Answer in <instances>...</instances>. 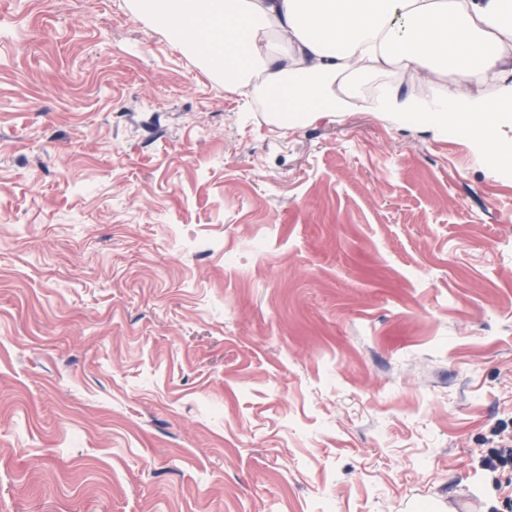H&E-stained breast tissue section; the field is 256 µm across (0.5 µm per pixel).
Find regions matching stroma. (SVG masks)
<instances>
[{
	"label": "stroma",
	"mask_w": 512,
	"mask_h": 512,
	"mask_svg": "<svg viewBox=\"0 0 512 512\" xmlns=\"http://www.w3.org/2000/svg\"><path fill=\"white\" fill-rule=\"evenodd\" d=\"M129 2L0 0V512H512V170ZM493 448L489 455L482 462L483 469L490 474L496 473L500 468L512 467V440L510 445Z\"/></svg>",
	"instance_id": "stroma-1"
}]
</instances>
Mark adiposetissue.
Returning <instances> with one entry per match:
<instances>
[{"instance_id": "ef3b65f1", "label": "adipose tissue", "mask_w": 512, "mask_h": 512, "mask_svg": "<svg viewBox=\"0 0 512 512\" xmlns=\"http://www.w3.org/2000/svg\"><path fill=\"white\" fill-rule=\"evenodd\" d=\"M225 91L261 94L268 121L360 110L438 135L456 129L501 165L512 105V0H131ZM424 88L384 82L391 69ZM492 78L494 95L477 90Z\"/></svg>"}]
</instances>
